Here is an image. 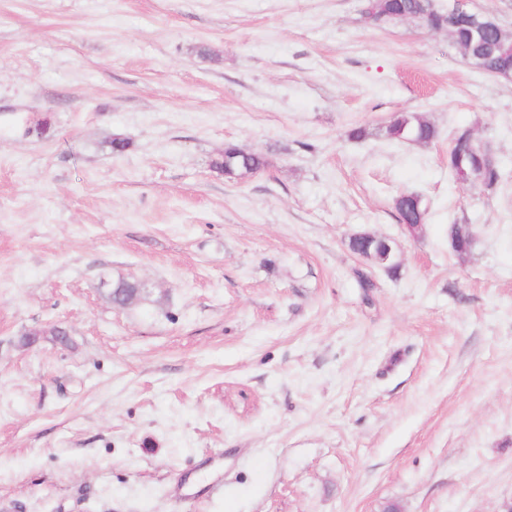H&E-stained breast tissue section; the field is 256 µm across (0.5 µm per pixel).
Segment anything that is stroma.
<instances>
[{"label": "stroma", "mask_w": 512, "mask_h": 512, "mask_svg": "<svg viewBox=\"0 0 512 512\" xmlns=\"http://www.w3.org/2000/svg\"><path fill=\"white\" fill-rule=\"evenodd\" d=\"M362 4L0 0V512L512 506V81ZM228 141L266 168L216 171ZM385 136L390 141L428 144L437 137L433 124L415 112H397L385 126ZM470 131L459 132L449 152L448 165L455 179L461 182L463 174L472 182L477 171L482 170L483 179L476 187L492 189L500 179V171L494 157L470 140ZM395 209L402 224H424L427 211L420 196L401 194L395 198ZM387 241L390 243V241L386 238L377 237V239L372 238H358L355 240H349V246L350 249L361 256L367 255L368 253H374L377 251H381L383 246V241ZM385 243V250L384 253L381 254L379 257L385 262L390 258V254L392 252V247ZM391 244V243H390ZM375 262V261H374ZM375 265L384 267L385 269H388L389 271L394 272L396 268L398 267L397 263H395L393 260L387 261L385 263H373ZM109 296L113 303L128 306L141 302L146 298V290L139 281L120 279L113 283Z\"/></svg>", "instance_id": "35a3bbf8"}]
</instances>
